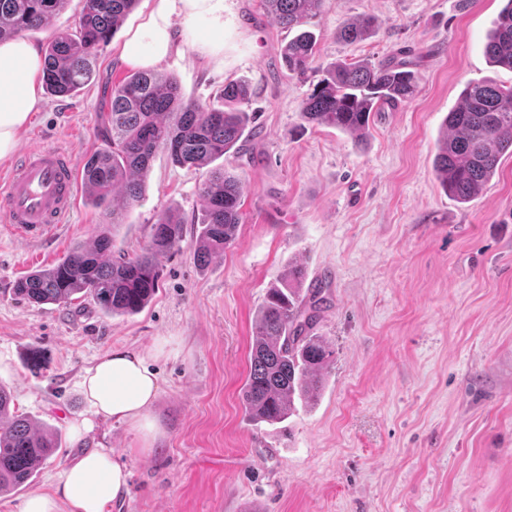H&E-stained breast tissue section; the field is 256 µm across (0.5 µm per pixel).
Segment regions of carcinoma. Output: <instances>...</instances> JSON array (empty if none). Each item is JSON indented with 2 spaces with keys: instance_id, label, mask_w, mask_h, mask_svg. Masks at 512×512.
I'll use <instances>...</instances> for the list:
<instances>
[{
  "instance_id": "1",
  "label": "carcinoma",
  "mask_w": 512,
  "mask_h": 512,
  "mask_svg": "<svg viewBox=\"0 0 512 512\" xmlns=\"http://www.w3.org/2000/svg\"><path fill=\"white\" fill-rule=\"evenodd\" d=\"M68 0H0V40L43 27ZM75 29L55 34L44 53L42 80L46 90L71 96L90 81L99 49L106 46L139 0H82ZM326 0H263L266 11L282 28L296 31L281 51L288 73L312 70L317 49L305 29L321 15ZM374 29L362 16L338 32L354 43ZM490 62L512 70V0H507L488 37ZM415 62L394 59L387 64L368 60L337 61L303 99L301 118L334 127L360 143L371 113L411 100L418 92ZM224 107L208 108L182 96L175 79L154 71H137L113 84L108 113L112 140L89 156L81 169L87 199L112 225L123 223L125 210L141 198L151 164L160 151L180 166L203 168L228 153L243 152L249 123L251 92L244 80L224 83ZM512 156V86L484 79L466 85L458 107L448 113L438 139L435 172L442 188L463 203L478 195L495 174L503 155ZM242 182L234 172L213 168L201 185L204 210L195 255L201 265L224 252L241 223ZM182 222L172 211L153 225L148 245L132 257L109 259L112 237L102 230L93 246L77 245L54 265L21 277L15 293L34 305L68 304L92 299L107 315L140 311L159 288L157 256L179 247ZM306 279L301 266L288 269L284 282L268 289L257 319L250 352V370L242 394L248 419L255 423L283 421L295 409V398L312 397L322 386L333 351L313 330L328 284ZM12 397L0 385V494L31 480L43 460L59 448L56 432L36 429L21 415L11 414Z\"/></svg>"
}]
</instances>
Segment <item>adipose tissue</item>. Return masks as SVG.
Returning <instances> with one entry per match:
<instances>
[{"instance_id":"obj_1","label":"adipose tissue","mask_w":512,"mask_h":512,"mask_svg":"<svg viewBox=\"0 0 512 512\" xmlns=\"http://www.w3.org/2000/svg\"><path fill=\"white\" fill-rule=\"evenodd\" d=\"M188 29L202 28L206 39L193 45L200 56L215 66L224 64V0H152L142 23L130 31L122 45L124 63L142 69L154 68L165 60L176 44L174 17ZM43 59L27 39L16 37L0 42V158L11 155L32 112L41 102L38 80ZM84 393L91 415L73 424L75 438L90 432L96 421L125 423L138 437L141 452L151 451L161 433L151 409L159 392V381L149 370L142 353L115 348L100 356L87 370ZM127 472L100 448L73 456L48 491L26 498L20 512H106L125 488Z\"/></svg>"}]
</instances>
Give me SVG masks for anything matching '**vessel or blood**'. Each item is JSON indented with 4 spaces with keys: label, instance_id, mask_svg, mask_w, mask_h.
Segmentation results:
<instances>
[{
    "label": "vessel or blood",
    "instance_id": "vessel-or-blood-1",
    "mask_svg": "<svg viewBox=\"0 0 512 512\" xmlns=\"http://www.w3.org/2000/svg\"><path fill=\"white\" fill-rule=\"evenodd\" d=\"M77 162L59 148H32L19 155L0 180V222L23 242L49 240L76 201Z\"/></svg>",
    "mask_w": 512,
    "mask_h": 512
}]
</instances>
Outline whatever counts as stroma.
<instances>
[{
	"mask_svg": "<svg viewBox=\"0 0 512 512\" xmlns=\"http://www.w3.org/2000/svg\"><path fill=\"white\" fill-rule=\"evenodd\" d=\"M504 4L327 0L307 25L317 68L384 63L404 49L417 61L416 96L375 112L361 146L302 120L318 76L288 74L289 33L262 0H224L220 68L192 49L204 30L176 22L180 49L158 70L185 99L219 108L226 81L253 90L246 153L220 160L242 179L236 240L198 264L204 172L158 153L112 253H140L166 210L183 221V240L159 256L151 302L109 316L88 299L34 306L14 293L18 278L101 230L104 217L84 194L49 241H19L0 223V385L16 414L60 436L34 479L0 496V512H19L71 456L95 448L111 449L129 473L107 512H512V157L465 204L434 171L442 122L465 86L512 85V71L485 54ZM147 10L140 0L78 95H43L20 149L65 148L81 163L108 146L109 94L132 72L119 51ZM361 16L375 19L372 34L338 40ZM296 263L329 282L316 333L333 361L313 400L296 402L282 422L256 424L242 403L256 314ZM162 336L173 343L157 357ZM118 347L143 353L160 378L163 433L147 455L115 420L71 437V423L90 415L86 369Z\"/></svg>",
	"mask_w": 512,
	"mask_h": 512,
	"instance_id": "1",
	"label": "stroma"
}]
</instances>
